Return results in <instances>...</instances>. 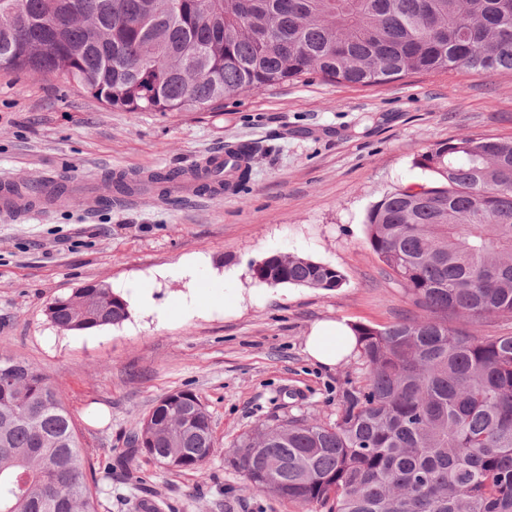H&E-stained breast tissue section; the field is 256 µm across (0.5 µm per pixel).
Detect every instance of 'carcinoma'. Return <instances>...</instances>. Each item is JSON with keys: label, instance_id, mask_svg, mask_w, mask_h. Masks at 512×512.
<instances>
[{"label": "carcinoma", "instance_id": "cac0c4a2", "mask_svg": "<svg viewBox=\"0 0 512 512\" xmlns=\"http://www.w3.org/2000/svg\"><path fill=\"white\" fill-rule=\"evenodd\" d=\"M0 15V67L63 77L130 112H196L316 74L378 84L409 72H512V0H92L62 32L71 0H13ZM265 147L224 148V169L196 166L197 190L245 184ZM436 186H408L366 216L367 240L415 308L382 328L356 325L364 383L336 420L261 423L228 452L244 489L306 512H512V332L472 326L512 317V142L465 135L419 154ZM180 172L113 178L118 195L165 196ZM259 281L334 291L336 268L267 258ZM63 331L115 325L128 302L104 284L46 309ZM172 471L200 470L214 442L200 397H161L131 443ZM0 512H98L72 412L49 378L0 356Z\"/></svg>", "mask_w": 512, "mask_h": 512}]
</instances>
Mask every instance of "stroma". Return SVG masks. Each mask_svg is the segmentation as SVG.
<instances>
[{
	"label": "stroma",
	"instance_id": "stroma-1",
	"mask_svg": "<svg viewBox=\"0 0 512 512\" xmlns=\"http://www.w3.org/2000/svg\"><path fill=\"white\" fill-rule=\"evenodd\" d=\"M464 134L512 141V73H415L382 84L329 83L312 74L199 112H127L60 78L0 69V179H61L68 192L44 215L0 217V355L45 373L70 407L88 462L112 463L99 512H299L247 492L226 451L258 423L307 414L336 418L360 355L333 368L304 350L312 326L382 327L410 308L399 280L368 247V210L396 188L426 184L417 154ZM240 141L265 150L236 192L198 196L145 189L113 195L116 174L189 170ZM104 196L95 210L85 192ZM299 254L346 278L324 291L270 285L253 263ZM184 263L230 272L238 298L184 305ZM144 281L154 305L130 304L118 325L62 332L54 298L91 283L128 296ZM205 403L214 452L201 470L158 465L129 436L162 396Z\"/></svg>",
	"mask_w": 512,
	"mask_h": 512
}]
</instances>
